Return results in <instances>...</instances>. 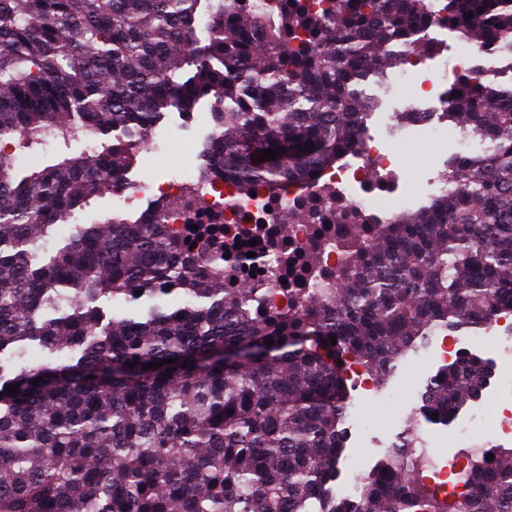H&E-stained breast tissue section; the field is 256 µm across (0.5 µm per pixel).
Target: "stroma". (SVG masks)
<instances>
[{"instance_id":"1","label":"stroma","mask_w":512,"mask_h":512,"mask_svg":"<svg viewBox=\"0 0 512 512\" xmlns=\"http://www.w3.org/2000/svg\"><path fill=\"white\" fill-rule=\"evenodd\" d=\"M212 124L207 101H200L192 116L170 113L146 142L130 170V180L158 181L180 178L185 171L199 168L201 152ZM444 364L439 340L419 354L409 356L386 384L364 390L350 381V400L344 428L346 449L340 461L341 474L336 490L346 493L352 474H368L382 460L386 450L399 442L406 430L429 378ZM483 407L474 399L448 424L432 425L428 433L435 442L434 459L456 458L468 440L459 435L460 428Z\"/></svg>"}]
</instances>
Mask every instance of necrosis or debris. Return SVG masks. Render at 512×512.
Wrapping results in <instances>:
<instances>
[{
    "label": "necrosis or debris",
    "instance_id": "4bbe7bcc",
    "mask_svg": "<svg viewBox=\"0 0 512 512\" xmlns=\"http://www.w3.org/2000/svg\"><path fill=\"white\" fill-rule=\"evenodd\" d=\"M473 65L472 48L460 43L450 56L418 58L412 66L394 72L390 85H411L410 97L400 100L387 96L386 111L381 114L374 131L363 135L360 153L350 155L338 166L323 172L322 180L343 186V201L347 206L368 209L374 196L367 180L371 172L381 169L395 177L393 184L386 189L387 199L397 204L411 201L416 181L413 176L399 170L398 160L389 150L388 143L392 140L411 145L423 143L440 155L451 149L460 155L468 153L475 145L474 140L466 137L457 140L456 144H449L441 126L431 119L430 114L442 103L451 76L470 70ZM394 112H411L415 118L403 128L396 129L390 123V115ZM495 405L496 414L477 415L462 431L465 438L474 440V452H481L486 442H512V402L501 398Z\"/></svg>",
    "mask_w": 512,
    "mask_h": 512
}]
</instances>
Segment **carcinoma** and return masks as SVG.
Returning <instances> with one entry per match:
<instances>
[{
  "instance_id": "cac0c4a2",
  "label": "carcinoma",
  "mask_w": 512,
  "mask_h": 512,
  "mask_svg": "<svg viewBox=\"0 0 512 512\" xmlns=\"http://www.w3.org/2000/svg\"><path fill=\"white\" fill-rule=\"evenodd\" d=\"M444 12L478 54L512 50V0ZM434 21L427 0H268L262 16L241 0H0V144L111 139L20 178L0 151V512H512V448L469 459L444 497L404 452L477 395L471 353L429 379L358 495L336 493L351 367L382 384L433 337L512 310V82L456 76L438 117L479 147L448 160L438 195L378 222L314 181L358 144L368 79L433 53ZM205 98L194 188L133 222L71 223L101 188L132 187L148 134ZM285 182L313 187L273 224L230 225L200 193L272 204ZM32 343L54 359L27 360Z\"/></svg>"
}]
</instances>
